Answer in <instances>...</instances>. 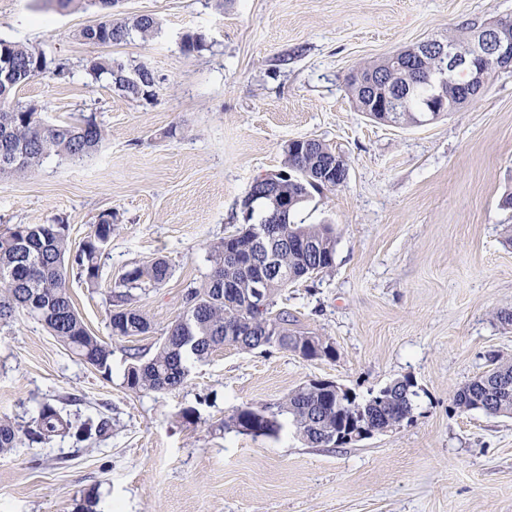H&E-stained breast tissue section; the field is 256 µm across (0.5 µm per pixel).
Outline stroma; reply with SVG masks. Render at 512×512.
Segmentation results:
<instances>
[{
	"label": "stroma",
	"mask_w": 512,
	"mask_h": 512,
	"mask_svg": "<svg viewBox=\"0 0 512 512\" xmlns=\"http://www.w3.org/2000/svg\"><path fill=\"white\" fill-rule=\"evenodd\" d=\"M115 10L161 29L100 50L78 37L99 13L0 0V38L71 71L30 79L16 99L58 123L96 114L108 130L87 158L0 177V234L61 218L76 246L101 214L116 226L103 286L70 283L88 329L112 345L110 375L25 315L0 328V417L25 423L49 399L76 418H109L112 432L0 454V512H79L89 494L92 512H512V417L453 402L493 357L512 360L501 319L512 313V208L502 204L512 69L422 126L376 123L346 88L361 63L512 14V0H118ZM189 33L205 47L187 55ZM101 51L147 66L155 95L132 100L93 81L84 65ZM291 139L320 140L348 161L345 184L297 216L335 226L331 273L278 299L335 358L227 346L176 391H129L128 353L154 351L185 285L209 273V244L243 224L242 197L283 169ZM159 258L172 276L137 302L150 333L112 336L108 283ZM316 379L361 401L408 379L417 397L393 429L339 447L307 445L288 425L270 437L222 429L236 408L275 404Z\"/></svg>",
	"instance_id": "stroma-1"
}]
</instances>
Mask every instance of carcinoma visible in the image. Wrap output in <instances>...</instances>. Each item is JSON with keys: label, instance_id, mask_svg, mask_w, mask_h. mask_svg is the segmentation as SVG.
<instances>
[{"label": "carcinoma", "instance_id": "1", "mask_svg": "<svg viewBox=\"0 0 512 512\" xmlns=\"http://www.w3.org/2000/svg\"><path fill=\"white\" fill-rule=\"evenodd\" d=\"M48 9H87L95 0H41ZM106 31L99 39L120 44L137 35L143 41L152 39L159 22L151 16H141L131 22L109 19ZM23 65V74L16 78L25 83L49 70L43 54L35 48L0 39V58ZM408 67L392 70V57L365 64L352 70L346 78V88L355 108L368 116L371 102L361 80L379 74L388 86L380 89L397 100L393 104L395 122L414 125L423 120L426 101L437 92L433 70L434 57L418 43L402 50ZM86 73L95 81L107 84L127 98L143 94V86L154 82L151 71L144 65L128 67L109 57L97 56L86 63ZM467 78H456V87L446 90L447 112L467 104L463 84ZM107 137L105 126L96 117L83 114L70 122L56 124L38 117L37 108L15 100L13 92L0 94V157L18 155V161L5 175L27 176L35 173L43 162L56 157L74 161L97 152ZM294 142L283 146L285 173L316 172L317 155L301 153ZM288 198L299 193L303 202L311 192L337 188L329 179L311 182L303 188L291 179L281 180ZM302 202L295 204L280 224L279 237L291 245L278 253L282 274L266 276L268 302L262 309L250 299L255 279L260 277L256 266L229 262L224 254L235 247H250L255 231L265 226V211L256 209L251 224L211 244L208 261L211 271L201 282L189 284L183 294V312L168 326L156 351L147 359L133 353L132 363L124 371L128 390L138 393L163 394L182 387L188 380L191 365L208 359L214 352L233 346L241 350L277 347L300 355L306 360L333 359L332 343L311 332L288 328V311L276 309L278 294L288 286L314 275L327 274L333 268L336 232L331 224H303L295 221ZM112 213L101 215L76 252H71L68 225L62 221L51 224H18L0 234V327L12 323L19 312L46 327L84 363L103 374L111 373L112 345L88 330L74 307L69 291L75 278L89 288H97L102 277L101 260L112 243ZM172 275L164 259L135 265L115 280L109 291V326L112 335L121 338L141 336L150 332L146 317L134 305L138 290L145 293L163 286ZM512 375V363L501 362L496 372L476 378L454 397V404L463 411L481 410L491 416L512 415V388L498 387L497 378ZM413 383L401 380L381 389L364 401L350 391L325 382L312 381L292 392L283 401L265 407L244 406L235 409L224 428H234L254 436H272L287 421L296 434L307 443L320 445L327 433L346 431L351 421L371 420L380 425H394L412 413ZM112 429L106 417H88L75 422L62 408L51 401L39 404L27 424L20 428L11 420L0 419V453L17 447L20 438L30 445L46 444L56 437L73 436L79 441L105 437Z\"/></svg>", "mask_w": 512, "mask_h": 512}]
</instances>
